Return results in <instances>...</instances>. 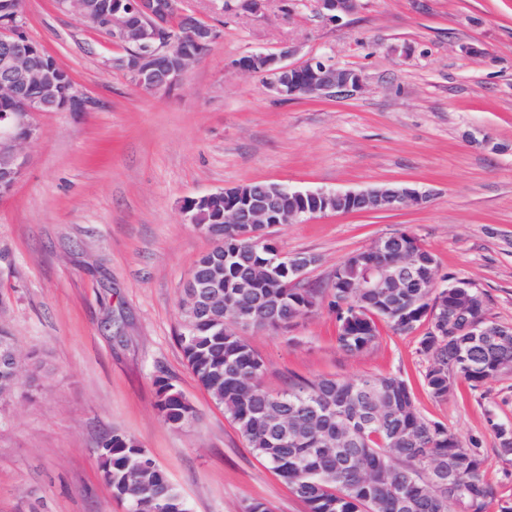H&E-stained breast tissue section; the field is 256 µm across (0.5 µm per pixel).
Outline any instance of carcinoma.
I'll use <instances>...</instances> for the list:
<instances>
[{"mask_svg": "<svg viewBox=\"0 0 512 512\" xmlns=\"http://www.w3.org/2000/svg\"><path fill=\"white\" fill-rule=\"evenodd\" d=\"M215 246L192 270L206 279L225 253L238 254L237 267L225 268L213 293L182 290L183 331L178 341L198 385L224 410L249 448L282 478L309 512H489L493 490L484 479V451L474 441L462 445L443 424L427 419L413 388L398 375L295 377L281 391L261 384L262 359L240 335L248 328L277 332L325 303L336 315V341L355 356L375 347L377 321L396 333L429 327L418 351L428 359L424 384L446 398L458 376L479 387L512 372V335L487 316L485 294L476 288L433 284L435 260L416 237L402 231L362 253L365 261L396 262L414 254V274L405 288H358L336 268L323 288H283L267 278L268 255L235 224H214ZM256 288H235L241 279ZM44 361L25 363L9 331L0 328V401L33 396L43 387ZM155 407L170 426L198 420L197 407L166 378L155 379ZM498 452L512 454V428L491 423ZM101 472L112 476L113 496L128 512H188L180 489L160 467L143 469L151 459L140 442L113 431L95 447Z\"/></svg>", "mask_w": 512, "mask_h": 512, "instance_id": "1", "label": "carcinoma"}]
</instances>
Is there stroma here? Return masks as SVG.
Instances as JSON below:
<instances>
[{
  "label": "stroma",
  "instance_id": "stroma-1",
  "mask_svg": "<svg viewBox=\"0 0 512 512\" xmlns=\"http://www.w3.org/2000/svg\"><path fill=\"white\" fill-rule=\"evenodd\" d=\"M221 32L175 87L142 94L116 64L123 48L79 24L56 0H26V33L70 72L84 112H42L27 168L0 197V326L21 356L50 374L36 398L0 402V512H126L103 481L94 447L135 437L184 495L190 512H308L197 384L178 342V301L211 247L186 200L249 182L299 190L385 184L430 192L422 207L328 214L269 234L316 262L325 285L348 256L398 230L434 255L437 276L469 280L488 317L512 327V0H361L328 23L318 0H186ZM290 47L331 59L360 90L287 99L231 69L250 53ZM328 307L276 333L244 338L262 384L290 376L397 374L421 413L462 443L479 440L496 500L512 498V457L492 423L512 427V372L480 387L456 380L445 398L423 383V329L381 327L350 356ZM200 411L173 428L155 406L156 376Z\"/></svg>",
  "mask_w": 512,
  "mask_h": 512
}]
</instances>
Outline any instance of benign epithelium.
<instances>
[{"label":"benign epithelium","instance_id":"obj_1","mask_svg":"<svg viewBox=\"0 0 512 512\" xmlns=\"http://www.w3.org/2000/svg\"><path fill=\"white\" fill-rule=\"evenodd\" d=\"M333 23L350 14L360 0H320ZM61 10L74 14L87 28L105 31L126 50L119 64L145 95L175 85L188 67L200 62L218 38L214 27L186 8L185 0H58ZM27 17L21 0H0V196L9 194L27 167L24 145L40 134L33 117L40 112H81L88 100L68 74L55 70L26 34ZM293 51L251 54L232 63L240 73L255 76L269 90L285 98L330 97L359 90L356 71L329 60L289 62ZM431 194L407 186L381 185L360 191L294 190L263 182L243 186L224 199V223L237 224L241 233L271 243L264 231L277 224L300 223L307 217L349 212L392 211L418 207ZM316 259L290 257L277 250L267 263L271 278L285 279L284 287L304 279ZM410 259L396 265L368 264L364 288H402Z\"/></svg>","mask_w":512,"mask_h":512}]
</instances>
